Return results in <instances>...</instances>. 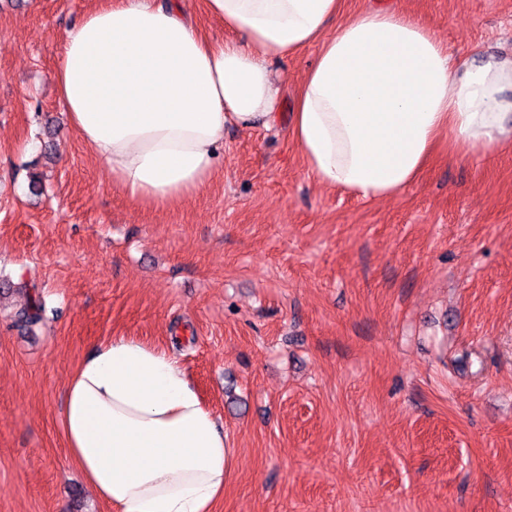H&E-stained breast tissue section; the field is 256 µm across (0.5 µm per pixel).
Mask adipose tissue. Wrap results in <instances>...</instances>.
Segmentation results:
<instances>
[{
    "instance_id": "1",
    "label": "adipose tissue",
    "mask_w": 512,
    "mask_h": 512,
    "mask_svg": "<svg viewBox=\"0 0 512 512\" xmlns=\"http://www.w3.org/2000/svg\"><path fill=\"white\" fill-rule=\"evenodd\" d=\"M343 0H206L241 40L200 34L180 0H97L54 72L79 138L143 206L178 204L224 161V129L272 128V60L315 44L289 135L322 186L395 196L436 150L512 148V59L458 60L402 10L335 30ZM71 463L112 512H214L234 463L219 418L167 349L117 336L71 375Z\"/></svg>"
}]
</instances>
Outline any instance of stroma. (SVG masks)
Returning a JSON list of instances; mask_svg holds the SVG:
<instances>
[{
    "mask_svg": "<svg viewBox=\"0 0 512 512\" xmlns=\"http://www.w3.org/2000/svg\"><path fill=\"white\" fill-rule=\"evenodd\" d=\"M94 5L0 0V512H109L60 418L114 336L173 352L219 416L235 460L215 512H512V150L437 157L369 200L319 185L286 129L231 125L195 196L139 206L53 79ZM372 6L456 57H512V0L342 14ZM316 55L275 61L284 104Z\"/></svg>",
    "mask_w": 512,
    "mask_h": 512,
    "instance_id": "obj_1",
    "label": "stroma"
}]
</instances>
